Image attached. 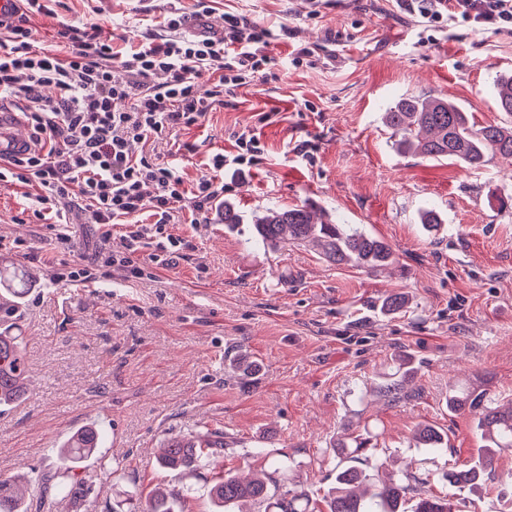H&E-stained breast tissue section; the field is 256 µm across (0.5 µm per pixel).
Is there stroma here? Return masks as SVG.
Segmentation results:
<instances>
[{
  "mask_svg": "<svg viewBox=\"0 0 512 512\" xmlns=\"http://www.w3.org/2000/svg\"><path fill=\"white\" fill-rule=\"evenodd\" d=\"M193 16L195 0H61L60 19L112 33V74L161 15ZM241 13L290 35L269 51L268 80L238 88L223 108L174 131L155 148L185 187L211 154L232 153L235 136L256 135L264 151L244 171L226 172L224 199L244 221L170 224L186 246L174 266L123 279L97 268L91 283L55 286L53 268L92 265L103 248L121 250L124 227L101 239L94 225H71V243L52 224L16 215L25 191L0 185V263L26 270L29 289L17 320L30 386L0 408V476L38 479L57 469L64 439L94 422L101 455L114 470L91 468L81 505L54 498L53 512H112L142 503L159 484H190L183 512H212L208 491L233 468L253 471L288 458L280 488L322 496L333 481L332 445L344 425L378 436L381 456L426 479L436 494L448 464H466L479 446L474 420L449 414V384L481 380L498 403L512 400V205L502 206L503 167L399 153L382 114L406 94L445 97L477 124L507 122L493 85L512 73V35L455 21L427 34L399 0H214L209 28ZM317 49L316 66L296 65V47ZM197 147L185 152V144ZM308 204L340 224L388 242L398 266L366 273L324 261L308 245L275 251L253 238L252 216ZM442 218L426 233L422 210ZM408 295L383 313L390 293ZM243 355L258 376L233 373ZM410 356L407 398L381 392L395 358ZM448 435V451L417 447L418 424ZM219 431L223 456L185 477L158 468L165 438ZM512 487V455L495 460L468 512H498Z\"/></svg>",
  "mask_w": 512,
  "mask_h": 512,
  "instance_id": "35a3bbf8",
  "label": "stroma"
}]
</instances>
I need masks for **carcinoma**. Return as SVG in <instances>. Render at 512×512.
I'll return each mask as SVG.
<instances>
[{
  "instance_id": "cac0c4a2",
  "label": "carcinoma",
  "mask_w": 512,
  "mask_h": 512,
  "mask_svg": "<svg viewBox=\"0 0 512 512\" xmlns=\"http://www.w3.org/2000/svg\"><path fill=\"white\" fill-rule=\"evenodd\" d=\"M496 104L501 112L512 115V75L496 79ZM384 122L392 131L394 147L402 153L429 158H452L469 168L479 169L498 159L512 171V128L497 124L477 126L455 103L443 97L410 95L399 98L384 112ZM255 241L272 248L286 244L308 243L322 257L337 266H348L366 272L384 271L397 264L392 247L382 239L369 235L352 224H335L324 219L307 205L273 207L254 216ZM0 407L23 399L26 394L27 369L23 337L5 328L16 319L20 300L28 290L29 278L24 272L0 267ZM399 378L383 384L386 396L393 401L402 398L414 367L407 356L396 358ZM448 413L468 414L476 422L481 446L473 463L452 467L443 474L448 492L442 496L423 495L426 481L403 470H390L378 457L377 444L370 433L343 430L333 445L336 457L335 486L321 500L305 490L279 492L276 474L288 469V461L274 459L262 475L243 479L233 470L225 472L209 491L218 512H234L239 502H251L258 512H455L450 496L458 491L483 485L487 470L502 451L512 452V405L496 404L479 384L466 387L448 386ZM420 448L440 452L448 447V435L425 424L415 433ZM101 434L94 426H86L72 434L58 449V456L69 464L66 474L73 478L65 490L72 502L83 500L87 481L80 477L85 462L98 454ZM224 453V436H173L165 440L157 462L163 469L191 474L199 463ZM56 475L40 476L36 502L28 496L22 480L0 478V512H38L46 508L47 493ZM191 488L157 487L146 501L143 512H175L174 505L187 499ZM418 500L407 508V495Z\"/></svg>"
}]
</instances>
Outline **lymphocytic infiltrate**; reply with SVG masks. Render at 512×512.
Segmentation results:
<instances>
[{
	"mask_svg": "<svg viewBox=\"0 0 512 512\" xmlns=\"http://www.w3.org/2000/svg\"><path fill=\"white\" fill-rule=\"evenodd\" d=\"M60 0H14L0 15V100L20 104L32 129L25 153L0 155V184L32 187L31 213L43 224L59 225V242H70L65 206L78 204L87 223L103 239L126 225L124 251L108 252L105 266L142 277L134 260L144 240L156 242L148 260L158 267L180 258L181 238L165 233L168 224H196L224 197V172L256 161L259 139L241 134L232 154L209 157L208 172L193 190L168 164L133 144L166 140L175 129L197 124L223 107L225 96L264 81L277 64L267 48L276 35L242 14L224 16L221 35L191 33L186 17L171 11L162 32L143 36L122 65L125 82L112 80V37L102 27L76 26L57 19ZM424 27L452 18L474 29L512 34V0H405ZM54 19L53 34L42 45L30 41L37 17ZM212 69L215 78L200 89L196 77ZM52 87L55 101L40 91Z\"/></svg>",
	"mask_w": 512,
	"mask_h": 512,
	"instance_id": "f902f5d3",
	"label": "lymphocytic infiltrate"
}]
</instances>
